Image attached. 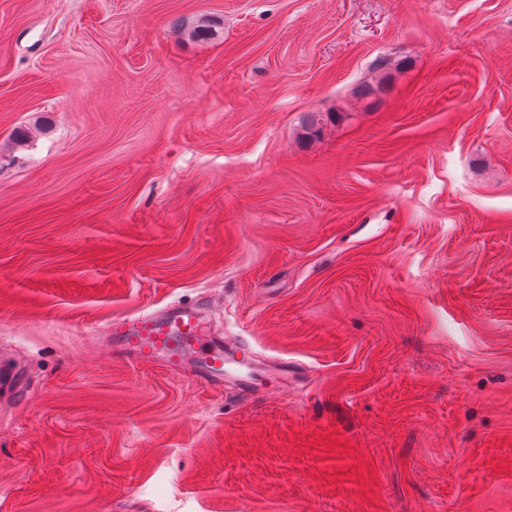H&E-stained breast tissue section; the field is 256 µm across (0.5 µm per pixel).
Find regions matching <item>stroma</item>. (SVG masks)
Instances as JSON below:
<instances>
[{"label":"stroma","instance_id":"1","mask_svg":"<svg viewBox=\"0 0 512 512\" xmlns=\"http://www.w3.org/2000/svg\"><path fill=\"white\" fill-rule=\"evenodd\" d=\"M0 367V512H512V0H0ZM112 344L132 361L150 365L161 363L181 373L189 364L195 375L210 385L223 386L224 371L232 364L244 365L245 354L238 345H225L215 337L201 336L196 307L177 305L161 311L116 319L110 327Z\"/></svg>","mask_w":512,"mask_h":512}]
</instances>
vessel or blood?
Returning <instances> with one entry per match:
<instances>
[{
    "mask_svg": "<svg viewBox=\"0 0 512 512\" xmlns=\"http://www.w3.org/2000/svg\"><path fill=\"white\" fill-rule=\"evenodd\" d=\"M110 333L115 348L132 361L161 363L180 373L194 366L196 376L210 385L224 383L227 366L239 364L240 346L221 338L204 339L196 307L177 305L160 311L114 320Z\"/></svg>",
    "mask_w": 512,
    "mask_h": 512,
    "instance_id": "obj_1",
    "label": "vessel or blood"
}]
</instances>
